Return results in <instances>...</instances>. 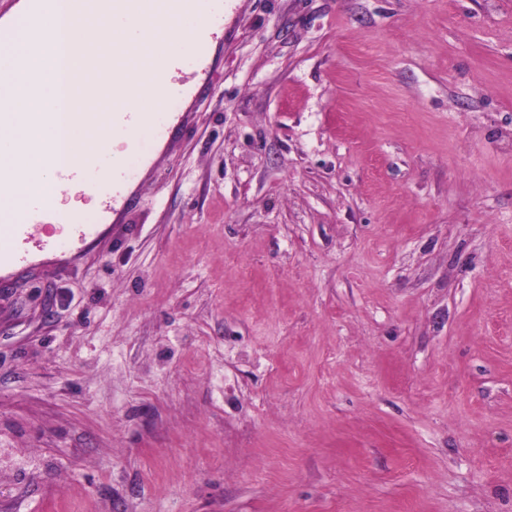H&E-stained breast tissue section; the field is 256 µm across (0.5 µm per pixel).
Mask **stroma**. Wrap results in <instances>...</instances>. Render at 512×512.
<instances>
[{
    "label": "stroma",
    "instance_id": "35a3bbf8",
    "mask_svg": "<svg viewBox=\"0 0 512 512\" xmlns=\"http://www.w3.org/2000/svg\"><path fill=\"white\" fill-rule=\"evenodd\" d=\"M214 31L0 268V512H512V0Z\"/></svg>",
    "mask_w": 512,
    "mask_h": 512
}]
</instances>
